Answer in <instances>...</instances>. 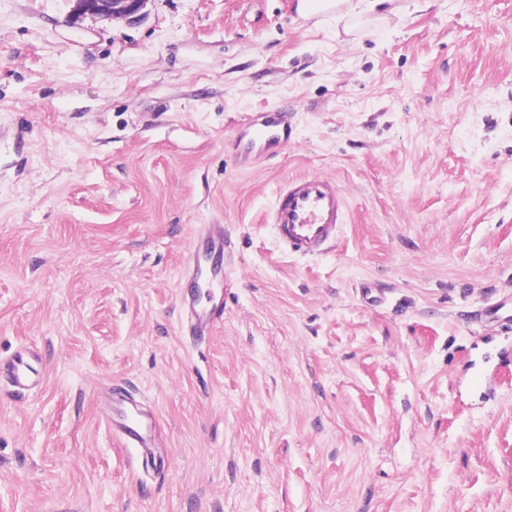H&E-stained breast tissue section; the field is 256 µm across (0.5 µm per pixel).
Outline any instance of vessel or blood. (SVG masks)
<instances>
[{
    "instance_id": "b4317fda",
    "label": "vessel or blood",
    "mask_w": 512,
    "mask_h": 512,
    "mask_svg": "<svg viewBox=\"0 0 512 512\" xmlns=\"http://www.w3.org/2000/svg\"><path fill=\"white\" fill-rule=\"evenodd\" d=\"M293 135L287 108L252 114L238 129V164L245 167L256 158L278 156ZM344 215L343 197L335 183L321 175H310L288 183L278 194L271 222L283 249L314 256L336 242ZM188 263L193 274L182 290V301L188 307L190 334L202 336L224 315L223 300L204 296L205 287L211 285L226 263L223 226L206 225ZM32 374L29 356L19 354L6 368H0V381L21 392L28 389ZM111 421L114 432L126 446L138 449L141 456H149L155 445L154 423L142 414L136 399L119 388L112 392Z\"/></svg>"
}]
</instances>
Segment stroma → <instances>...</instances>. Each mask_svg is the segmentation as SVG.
<instances>
[{
	"instance_id": "stroma-1",
	"label": "stroma",
	"mask_w": 512,
	"mask_h": 512,
	"mask_svg": "<svg viewBox=\"0 0 512 512\" xmlns=\"http://www.w3.org/2000/svg\"><path fill=\"white\" fill-rule=\"evenodd\" d=\"M0 0V512H512V366L468 379L512 294V0ZM293 108L239 167L238 124ZM333 179L334 248L283 251L289 181ZM232 247L224 318L182 327L197 229ZM121 385L159 466L112 430ZM79 9L85 13L98 15L107 19L130 20L147 2L146 0H77ZM32 374L34 371L30 363V356L25 354L16 355L5 370L0 365V381L8 382L17 393L28 389Z\"/></svg>"
}]
</instances>
